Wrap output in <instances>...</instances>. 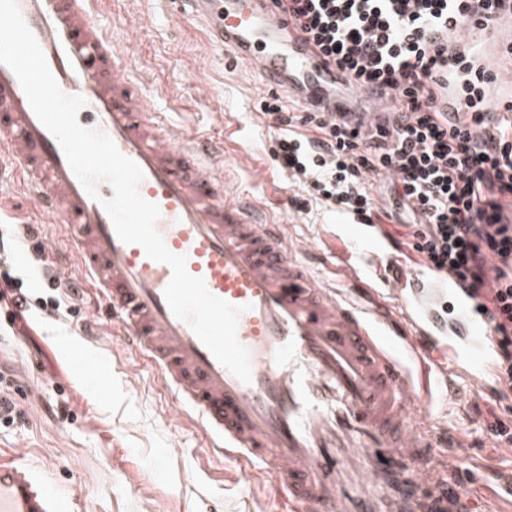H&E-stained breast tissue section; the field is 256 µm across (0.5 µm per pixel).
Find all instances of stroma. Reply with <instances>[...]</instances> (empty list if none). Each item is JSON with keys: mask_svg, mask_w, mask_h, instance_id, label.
I'll use <instances>...</instances> for the list:
<instances>
[{"mask_svg": "<svg viewBox=\"0 0 512 512\" xmlns=\"http://www.w3.org/2000/svg\"><path fill=\"white\" fill-rule=\"evenodd\" d=\"M102 24L117 42L128 31L138 79L152 82L157 111L194 131L229 124L224 154L231 179L261 205L282 201L290 233L310 240L317 254L341 249L336 227L349 217L317 203L277 170L275 136L259 100L258 75L216 46L210 28L163 0H117ZM112 319L98 293L85 288L76 312L37 311L30 328L0 334V366L13 376L16 402L26 419L0 424V455L22 451L47 487L67 490L69 512H291L256 461L239 465L212 455L202 432L178 417L174 397L154 370L112 334ZM96 360L94 375L71 366L74 356ZM67 406L71 418L58 409ZM492 397L471 391L465 402L437 400L435 426L462 433L469 455L448 454V471L462 484L459 512H484L487 493L500 496V512H512V455L493 447L485 422ZM253 469L250 488L240 468Z\"/></svg>", "mask_w": 512, "mask_h": 512, "instance_id": "stroma-1", "label": "stroma"}]
</instances>
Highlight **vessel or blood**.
Returning a JSON list of instances; mask_svg holds the SVG:
<instances>
[{
	"mask_svg": "<svg viewBox=\"0 0 512 512\" xmlns=\"http://www.w3.org/2000/svg\"><path fill=\"white\" fill-rule=\"evenodd\" d=\"M100 0H18L61 90L82 96L78 122L107 134L144 173L167 248L215 296L242 307L238 339L251 383L222 366L164 290L169 267L126 244L73 173L17 78L0 65V162L12 164L27 202L65 228L123 343L156 370L222 457L248 458L284 489L293 512H450L448 433L428 420L432 398L395 349L446 365L458 385L492 394L495 351L480 301L451 278L377 242L358 263L339 254L348 281L375 277L373 307L329 286L291 242L287 215L256 211L244 191L227 197L224 140L172 126L131 79L129 54L102 26ZM225 51L264 86L319 106L367 132L396 127L398 103L360 87L284 24L271 0H186ZM363 469L367 487L348 473ZM0 512H63L15 454L0 459Z\"/></svg>",
	"mask_w": 512,
	"mask_h": 512,
	"instance_id": "obj_1",
	"label": "vessel or blood"
}]
</instances>
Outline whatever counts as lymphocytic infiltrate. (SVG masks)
Segmentation results:
<instances>
[{
    "label": "lymphocytic infiltrate",
    "mask_w": 512,
    "mask_h": 512,
    "mask_svg": "<svg viewBox=\"0 0 512 512\" xmlns=\"http://www.w3.org/2000/svg\"><path fill=\"white\" fill-rule=\"evenodd\" d=\"M285 20L361 86L384 88L405 111L396 132L361 133L324 112L285 105L267 92L260 108L277 133V168L327 209L376 220L373 175L386 174L405 227L406 258L467 284L491 320L499 350V399H512V98L495 94L498 75L478 39L512 0H272ZM448 93V109L436 105ZM50 297L0 271V312L10 325L35 309L79 297L41 266Z\"/></svg>",
    "instance_id": "1"
}]
</instances>
